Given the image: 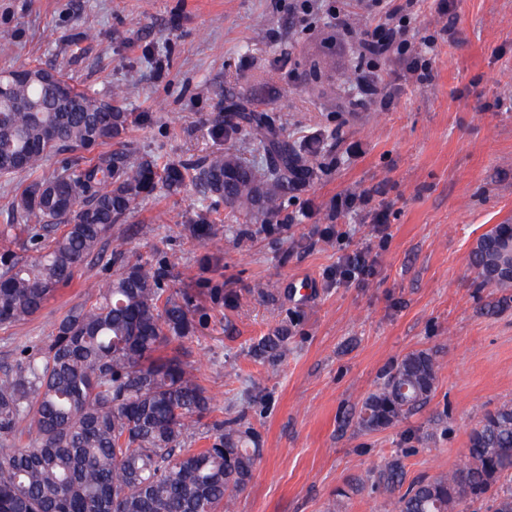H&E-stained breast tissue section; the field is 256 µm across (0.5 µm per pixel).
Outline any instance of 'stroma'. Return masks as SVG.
I'll return each instance as SVG.
<instances>
[{"label": "stroma", "mask_w": 512, "mask_h": 512, "mask_svg": "<svg viewBox=\"0 0 512 512\" xmlns=\"http://www.w3.org/2000/svg\"><path fill=\"white\" fill-rule=\"evenodd\" d=\"M291 2L0 0V72L39 64L100 93L125 88L136 117L124 136L129 160L248 153L242 134L213 126L218 114L239 122L238 98L288 113L286 138L315 152L316 177L266 230L216 199L214 244L201 246L186 231L202 204L191 185L158 191L112 226L128 255L171 257L170 287L224 290L223 307L207 308L185 345L213 398L192 447H205L230 412L261 435L264 456L234 512H332L338 489L397 453L411 480L454 470L481 415L512 400V299L481 285L470 264L480 235L512 224V0H459L456 42L424 52L431 83L379 63L391 76L385 109L351 81L357 59L331 17L303 21ZM85 160L64 152L0 177V225L14 222L29 183ZM367 189L389 208L385 232L363 212L330 216L336 196ZM366 246L372 275L337 281L339 256ZM115 272L85 265L38 314L0 325V374L20 346L47 340L87 284ZM260 285L275 297L257 296ZM281 326L285 355L254 358L253 343ZM425 349L440 363L428 404L390 428L358 426L355 411L393 362Z\"/></svg>", "instance_id": "stroma-1"}]
</instances>
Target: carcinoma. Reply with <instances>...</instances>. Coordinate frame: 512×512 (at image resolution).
Here are the masks:
<instances>
[{
  "label": "carcinoma",
  "instance_id": "cac0c4a2",
  "mask_svg": "<svg viewBox=\"0 0 512 512\" xmlns=\"http://www.w3.org/2000/svg\"><path fill=\"white\" fill-rule=\"evenodd\" d=\"M125 90L80 89L63 73L27 64L0 79V177L33 171L53 154L91 152L121 143L132 113ZM288 113L248 117L244 136L265 152L258 167L241 154L217 152L158 166L124 153L101 155L31 183L13 205L18 224L0 238L22 235V259L0 253V324L23 322L55 296L75 271L103 259L112 225L162 187L177 193L192 183L205 197L242 209L258 229L268 225L288 191L308 180L315 159L283 137ZM188 232L211 240L209 211L196 212ZM509 238L498 224L470 253L481 283L512 288V270L497 267L496 247ZM104 288L55 324L41 344L18 348L0 376V512H233L263 455L260 436L241 415L213 424L206 448H190L212 398L187 360L184 340L206 312L167 284L170 259L125 257ZM288 337L276 331L257 343L276 360ZM438 374L430 350L405 354L361 403L366 430L396 425L430 400ZM32 432L17 443L21 425ZM403 457L340 489L364 483L394 496L393 512H459L468 499L485 512H512V401L487 411L468 435L463 467L405 483Z\"/></svg>",
  "mask_w": 512,
  "mask_h": 512
}]
</instances>
